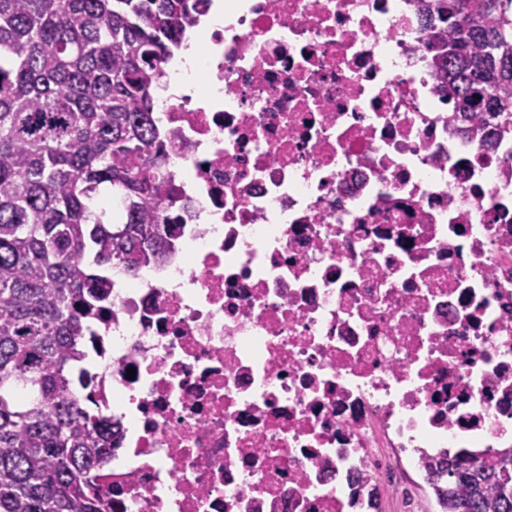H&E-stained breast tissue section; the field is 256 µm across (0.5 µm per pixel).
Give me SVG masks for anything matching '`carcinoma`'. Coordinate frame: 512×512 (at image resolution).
Segmentation results:
<instances>
[{
	"label": "carcinoma",
	"mask_w": 512,
	"mask_h": 512,
	"mask_svg": "<svg viewBox=\"0 0 512 512\" xmlns=\"http://www.w3.org/2000/svg\"><path fill=\"white\" fill-rule=\"evenodd\" d=\"M204 0H0V512H109L90 473L112 419L89 411L83 342L180 224L153 88ZM435 68L493 148L512 137V0H428ZM124 221L104 220L102 193ZM441 512H512V448L456 453Z\"/></svg>",
	"instance_id": "carcinoma-1"
}]
</instances>
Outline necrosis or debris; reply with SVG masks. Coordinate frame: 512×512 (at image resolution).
I'll return each mask as SVG.
<instances>
[{
    "instance_id": "4bbe7bcc",
    "label": "necrosis or debris",
    "mask_w": 512,
    "mask_h": 512,
    "mask_svg": "<svg viewBox=\"0 0 512 512\" xmlns=\"http://www.w3.org/2000/svg\"><path fill=\"white\" fill-rule=\"evenodd\" d=\"M153 118L182 222L89 344L112 512H385L512 447V145L460 132L418 0H218Z\"/></svg>"
}]
</instances>
